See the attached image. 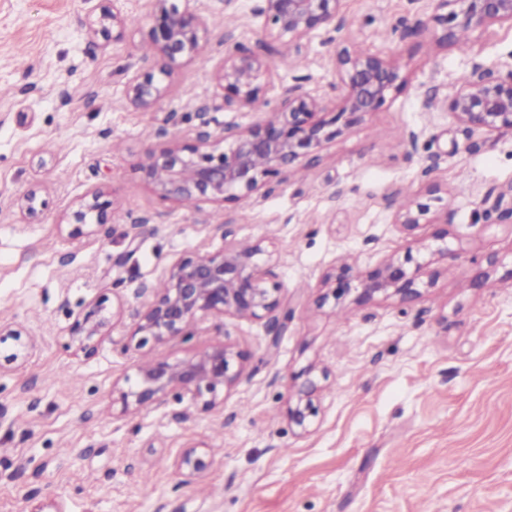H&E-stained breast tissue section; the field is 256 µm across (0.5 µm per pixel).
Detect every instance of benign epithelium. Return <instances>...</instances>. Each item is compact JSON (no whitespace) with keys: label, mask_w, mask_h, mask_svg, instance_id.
<instances>
[{"label":"benign epithelium","mask_w":512,"mask_h":512,"mask_svg":"<svg viewBox=\"0 0 512 512\" xmlns=\"http://www.w3.org/2000/svg\"><path fill=\"white\" fill-rule=\"evenodd\" d=\"M145 42L160 60L158 67L131 77L125 95L138 110L152 109L165 95L164 80L183 63L201 55L209 44L206 19L196 9V0H155ZM343 0H256L252 9L260 19L261 30L269 41L262 56L238 45L224 49V64L217 75L223 91L224 109L254 110V102L264 98L274 63L269 55L280 43L285 51L300 53L304 42L336 24ZM430 19L443 27L437 38L440 45L454 43L461 31L470 32L493 24L512 28V0H429ZM124 19L108 7L92 21L90 31L105 38L116 30L122 37ZM336 75L335 120L350 125L378 110L387 93L402 80L397 61L390 56L354 54L343 48L332 58ZM448 111L460 122L497 135H512V64L488 66L472 63L469 79L460 84L446 102ZM326 101L300 84L288 86L275 110L263 112L249 126L226 122L213 135L200 130L193 137H179L159 152H151L143 170L155 191L164 199L180 203L239 202L260 204L266 197L265 185L284 177L301 160L340 133L318 117ZM38 191L29 190L17 200L19 211L27 216L37 212ZM481 204L497 213L499 223L512 224V184L486 193ZM110 202L103 193L87 195L69 215L71 234H85V227L102 225L107 220ZM431 205L420 200L400 204L394 224L411 233L429 223ZM215 253L195 254L180 259L170 269L164 288H141L145 297L142 311L130 338L137 347L149 342L165 344L192 335L201 317L247 318L264 322L267 349L279 347L288 329L289 308L282 288L275 281L273 261L261 267L256 256L260 245L241 247L227 240ZM331 291L321 302L340 301L356 290L358 299L377 296L397 297L408 302L419 296L421 265L411 251L390 257L377 268L359 276L353 265L340 264L326 275ZM114 317L105 312L103 302L94 304L73 325V338L89 356L95 343L105 336ZM248 355L230 343L206 350L179 363L154 360L138 373L137 387L122 394L125 407L144 409L162 403L169 394L179 401L188 400L209 411L216 405L219 392L234 387L243 377ZM304 399L288 406V423L305 431L318 414L311 399L315 384H304ZM210 466L206 454L192 448L178 460V468L187 479L203 474Z\"/></svg>","instance_id":"1"}]
</instances>
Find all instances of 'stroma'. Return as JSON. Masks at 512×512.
<instances>
[{
  "mask_svg": "<svg viewBox=\"0 0 512 512\" xmlns=\"http://www.w3.org/2000/svg\"><path fill=\"white\" fill-rule=\"evenodd\" d=\"M254 4L198 0L209 45L143 112L124 87L157 63L141 44L152 0H114L120 41L88 32L100 0H0V325L37 341L17 361L14 341L0 342V512L55 500L64 512H512V227L479 204L512 183V139L445 105L473 61L512 60V29L441 47L437 24L414 28L426 0H344L337 36L277 64L266 110L296 83L333 100L341 44L394 57L405 83L272 184L263 205L163 199L140 170L149 152L194 135L202 110L214 130L257 118L225 111L216 79L225 47L260 50ZM432 186V215L452 214L444 256L430 249L439 225L409 235L393 222L397 202ZM33 188L44 206L30 218L16 200ZM95 190L112 203L107 223L71 237L68 214ZM228 229L271 254L290 300L276 355L248 319L208 318L188 339L135 349L141 286L189 253L222 249ZM408 251L431 282L419 297L318 306L339 263L361 273ZM117 299L120 315L84 356L74 323ZM226 342L249 362L223 403L124 410L140 363ZM309 380L319 413L302 432L285 409ZM190 446L210 467L188 482L176 462Z\"/></svg>",
  "mask_w": 512,
  "mask_h": 512,
  "instance_id": "1",
  "label": "stroma"
}]
</instances>
